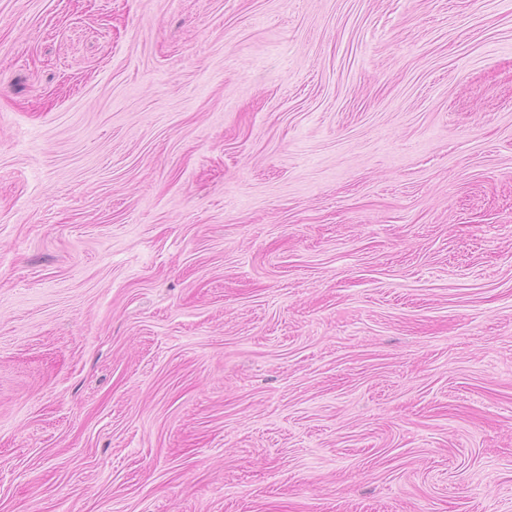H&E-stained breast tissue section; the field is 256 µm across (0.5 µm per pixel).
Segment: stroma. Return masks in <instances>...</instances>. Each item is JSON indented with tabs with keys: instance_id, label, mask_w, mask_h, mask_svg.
I'll use <instances>...</instances> for the list:
<instances>
[{
	"instance_id": "1",
	"label": "stroma",
	"mask_w": 512,
	"mask_h": 512,
	"mask_svg": "<svg viewBox=\"0 0 512 512\" xmlns=\"http://www.w3.org/2000/svg\"><path fill=\"white\" fill-rule=\"evenodd\" d=\"M0 512H512V0H0Z\"/></svg>"
}]
</instances>
